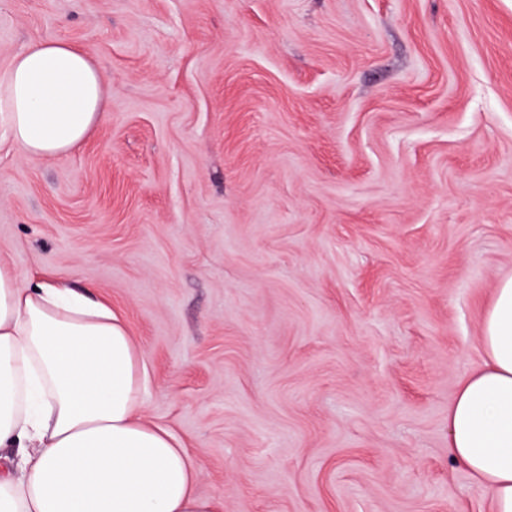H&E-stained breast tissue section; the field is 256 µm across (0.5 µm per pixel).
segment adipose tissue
I'll list each match as a JSON object with an SVG mask.
<instances>
[{"instance_id": "1", "label": "adipose tissue", "mask_w": 512, "mask_h": 512, "mask_svg": "<svg viewBox=\"0 0 512 512\" xmlns=\"http://www.w3.org/2000/svg\"><path fill=\"white\" fill-rule=\"evenodd\" d=\"M105 110L101 72L62 40L36 42L0 72V125L24 154L79 148ZM485 359L448 409V448L491 512H512V278L480 325ZM142 352L100 301L0 266V512H220L195 488L196 460L146 422Z\"/></svg>"}]
</instances>
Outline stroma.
<instances>
[{"label": "stroma", "instance_id": "stroma-1", "mask_svg": "<svg viewBox=\"0 0 512 512\" xmlns=\"http://www.w3.org/2000/svg\"><path fill=\"white\" fill-rule=\"evenodd\" d=\"M87 52L64 157L0 129V265L103 299L224 512H488L448 408L512 277V0H0Z\"/></svg>", "mask_w": 512, "mask_h": 512}]
</instances>
